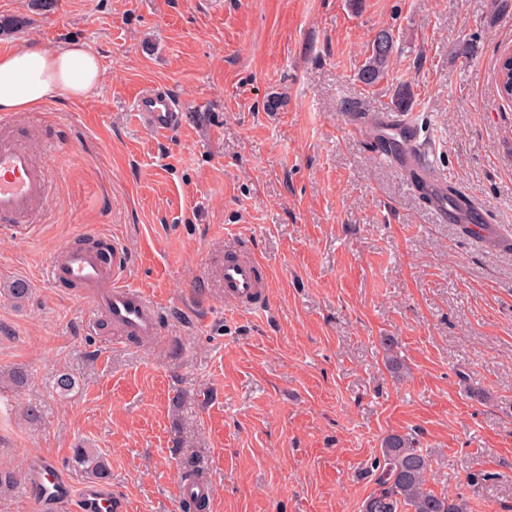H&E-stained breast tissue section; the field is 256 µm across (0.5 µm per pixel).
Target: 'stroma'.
Segmentation results:
<instances>
[{"label":"stroma","mask_w":512,"mask_h":512,"mask_svg":"<svg viewBox=\"0 0 512 512\" xmlns=\"http://www.w3.org/2000/svg\"><path fill=\"white\" fill-rule=\"evenodd\" d=\"M13 15L30 24L0 48L77 39L103 79L13 115L52 192L34 231L0 228V374L28 377L0 382V512H36L34 456L83 489L80 446L108 459L121 512H182L185 455L212 473L206 512H360L391 433L431 456L435 491L512 512V251L437 223L345 123L395 111L407 86L434 165L512 232V104L495 82L512 0H0ZM383 28L396 52L370 88L357 72ZM150 87L185 114L172 135L132 113ZM93 236L162 305L157 340L124 341L47 281L60 247ZM236 240L267 272L264 311L217 286Z\"/></svg>","instance_id":"35a3bbf8"}]
</instances>
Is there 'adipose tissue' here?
I'll list each match as a JSON object with an SVG mask.
<instances>
[{"mask_svg":"<svg viewBox=\"0 0 512 512\" xmlns=\"http://www.w3.org/2000/svg\"><path fill=\"white\" fill-rule=\"evenodd\" d=\"M102 77L96 55L72 40L0 50V112H26L61 95L84 98Z\"/></svg>","mask_w":512,"mask_h":512,"instance_id":"1","label":"adipose tissue"}]
</instances>
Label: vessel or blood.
<instances>
[{
	"mask_svg": "<svg viewBox=\"0 0 512 512\" xmlns=\"http://www.w3.org/2000/svg\"><path fill=\"white\" fill-rule=\"evenodd\" d=\"M133 114L143 127L154 133H174L181 122L177 103L168 94L154 90L143 91L136 97ZM346 124L354 130L368 129L370 138L385 136L400 143V151L388 154L387 159L402 172L416 170L425 174L428 193L439 198L432 210L440 223L467 225L473 238L490 247L502 241L498 225L456 210L441 199L448 179L431 168L426 149L418 145V131L409 121L398 114L380 112L367 121L356 114L348 115ZM50 182L47 167L35 162L24 143L9 135L0 136V222L27 227L35 224L48 198ZM111 253L112 258L107 261L96 251L65 246L59 260L48 263L45 275L53 284L83 288L92 312L105 314L126 339L140 341L156 335L160 304L128 283L129 253L116 243L112 244ZM264 278L261 266L242 247L227 256L217 271L225 301L241 310L251 308L265 294ZM29 488L37 512H43L50 500L59 507L78 506L79 512H117L118 509L109 484H90L82 491H74L60 468L46 460L34 463ZM179 493L184 501L209 498L210 481L206 478L180 481Z\"/></svg>",
	"mask_w": 512,
	"mask_h": 512,
	"instance_id": "obj_1",
	"label": "vessel or blood"
}]
</instances>
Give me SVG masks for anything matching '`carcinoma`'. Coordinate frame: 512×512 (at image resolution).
Instances as JSON below:
<instances>
[{"label": "carcinoma", "mask_w": 512, "mask_h": 512, "mask_svg": "<svg viewBox=\"0 0 512 512\" xmlns=\"http://www.w3.org/2000/svg\"><path fill=\"white\" fill-rule=\"evenodd\" d=\"M389 47L380 52L369 48V57L359 69L358 78L367 86H375L388 74L395 41L385 30ZM499 93L512 95V61L501 59L496 70ZM73 462L89 470L94 477L105 479L109 473L108 460L91 448H76ZM375 476V489L364 499L360 512H469L463 496L450 497L430 486L432 460L423 449L415 446L405 434H389L382 439L378 455L370 462Z\"/></svg>", "instance_id": "carcinoma-1"}]
</instances>
